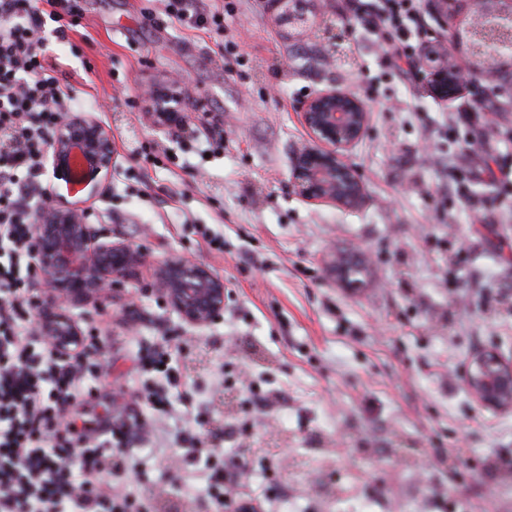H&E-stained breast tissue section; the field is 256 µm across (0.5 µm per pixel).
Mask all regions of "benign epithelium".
<instances>
[{
	"label": "benign epithelium",
	"instance_id": "1",
	"mask_svg": "<svg viewBox=\"0 0 512 512\" xmlns=\"http://www.w3.org/2000/svg\"><path fill=\"white\" fill-rule=\"evenodd\" d=\"M467 7L464 30L451 36L469 50L465 80L450 68L434 75L436 88L454 95L467 82H479L512 66V0H453ZM155 125L164 131L182 123L180 100L152 91L149 97ZM303 121L310 143L296 156L294 188L309 201L356 206L364 187L346 163V152L366 134L369 113L354 95L334 87L315 93L304 104ZM108 130L84 113H69L48 135L46 160L52 178L92 197L110 175L113 162ZM53 203L39 215L35 253L51 299L36 307L40 330L55 347L68 350L80 335L75 321L57 301L101 296L117 279L141 263V253L123 242L100 240L89 221V209L51 193ZM162 292L180 319L193 326L208 324L224 312V280L203 265L172 258L156 271ZM474 399L489 407L512 408V364L496 351H482L472 360L466 379Z\"/></svg>",
	"mask_w": 512,
	"mask_h": 512
}]
</instances>
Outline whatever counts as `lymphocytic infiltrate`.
<instances>
[{
	"mask_svg": "<svg viewBox=\"0 0 512 512\" xmlns=\"http://www.w3.org/2000/svg\"><path fill=\"white\" fill-rule=\"evenodd\" d=\"M57 0H0V512H156L154 499L118 490L109 475L141 468L129 449L141 420L99 430L67 409L87 402L83 383L104 367V345L81 335L66 355L38 350L30 314L39 263L33 203L48 133L69 109L70 89L48 62L46 21L59 37L79 26L74 9ZM356 11L393 65L410 61L423 30L420 0H357ZM215 512H252L235 494L237 473L218 449L194 444Z\"/></svg>",
	"mask_w": 512,
	"mask_h": 512,
	"instance_id": "obj_1",
	"label": "lymphocytic infiltrate"
}]
</instances>
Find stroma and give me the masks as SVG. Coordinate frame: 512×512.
<instances>
[{"label":"stroma","mask_w":512,"mask_h":512,"mask_svg":"<svg viewBox=\"0 0 512 512\" xmlns=\"http://www.w3.org/2000/svg\"><path fill=\"white\" fill-rule=\"evenodd\" d=\"M352 0H292L307 22L284 23L267 0H231L222 28L193 30L163 0H78L80 26L46 50L61 63L76 109L105 125L112 174L90 201L105 240L146 255L110 294L65 304L98 328L109 370L72 416L99 423L141 412L140 473L120 480L139 498L169 483L151 451L213 437L242 460L247 493L267 512H512V412L480 405L465 374L473 355L512 359V203L471 201L494 188L497 136L512 79L491 77L442 97L383 61ZM155 19L147 21L145 10ZM335 28L353 50L340 61ZM185 84L184 129H156L150 87ZM337 86L370 113L347 154L364 186L358 206L314 203L291 187L308 139L304 102ZM480 111L470 148L448 113ZM224 240L220 254L205 235ZM360 270L337 279V256ZM224 281L222 318L180 322L155 277L171 258ZM182 340L177 401L192 416L140 406L159 376L140 358L159 337ZM159 512H211L205 473Z\"/></svg>","instance_id":"obj_1"}]
</instances>
